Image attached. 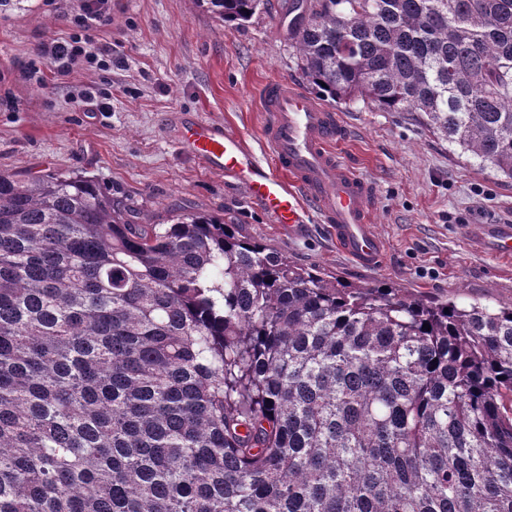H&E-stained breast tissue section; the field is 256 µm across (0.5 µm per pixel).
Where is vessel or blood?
<instances>
[{"instance_id":"b4317fda","label":"vessel or blood","mask_w":512,"mask_h":512,"mask_svg":"<svg viewBox=\"0 0 512 512\" xmlns=\"http://www.w3.org/2000/svg\"><path fill=\"white\" fill-rule=\"evenodd\" d=\"M265 114L261 151L198 113L182 115V149L208 171L241 185L274 223L300 230L308 218L329 225L337 249L361 266H379L384 253L374 229L377 190L336 152L341 116L287 79L267 83L259 97ZM474 244L512 256L511 224H472Z\"/></svg>"}]
</instances>
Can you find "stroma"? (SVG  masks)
Returning <instances> with one entry per match:
<instances>
[{"label": "stroma", "mask_w": 512, "mask_h": 512, "mask_svg": "<svg viewBox=\"0 0 512 512\" xmlns=\"http://www.w3.org/2000/svg\"><path fill=\"white\" fill-rule=\"evenodd\" d=\"M78 0H20L0 11V171H57L93 177L140 212L144 224L171 211L209 212L297 264L356 284L385 283L425 298L512 302V257L476 247L470 224H512V180L458 154L412 116L373 105H338L346 129L338 152L377 188L374 221L385 245L375 269L337 250L327 225L291 233L273 224L243 190L180 147V113L197 112L259 149L260 88L303 83L291 44L288 0H265L243 24H225L197 0H115L98 38L107 68L50 77L42 43L67 36ZM45 73L36 83L35 72ZM110 95L112 109L77 106L81 90Z\"/></svg>", "instance_id": "stroma-1"}]
</instances>
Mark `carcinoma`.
I'll list each match as a JSON object with an SVG mask.
<instances>
[{"label":"carcinoma","mask_w":512,"mask_h":512,"mask_svg":"<svg viewBox=\"0 0 512 512\" xmlns=\"http://www.w3.org/2000/svg\"><path fill=\"white\" fill-rule=\"evenodd\" d=\"M288 14L319 96L512 180V0ZM136 218L90 177L0 173V512H512V303L346 282L217 214Z\"/></svg>","instance_id":"1"}]
</instances>
